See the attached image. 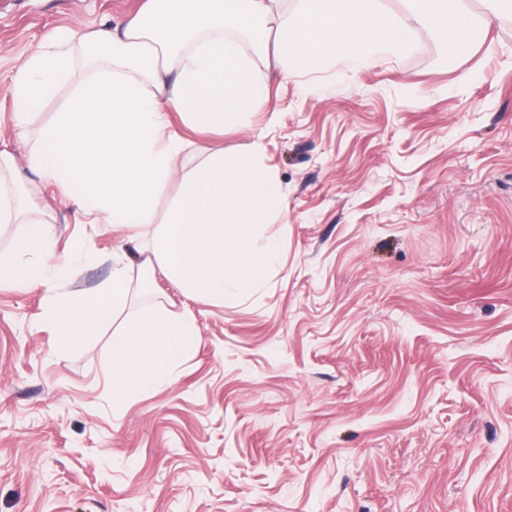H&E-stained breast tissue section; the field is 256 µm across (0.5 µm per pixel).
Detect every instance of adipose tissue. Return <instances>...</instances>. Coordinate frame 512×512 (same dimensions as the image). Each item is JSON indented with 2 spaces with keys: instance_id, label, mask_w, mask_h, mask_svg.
Returning a JSON list of instances; mask_svg holds the SVG:
<instances>
[{
  "instance_id": "ef3b65f1",
  "label": "adipose tissue",
  "mask_w": 512,
  "mask_h": 512,
  "mask_svg": "<svg viewBox=\"0 0 512 512\" xmlns=\"http://www.w3.org/2000/svg\"><path fill=\"white\" fill-rule=\"evenodd\" d=\"M279 0H148L138 14L81 36L83 77L54 120L42 127L31 167L74 189L89 224L152 225L141 247V269L161 266L189 295L223 302L263 281L278 261L275 241L259 226L279 207L278 184L248 150L228 158L197 147L198 163L177 171L182 142L166 130L176 112L191 125L220 129L244 122L267 100L268 38L276 36L284 66L316 71L326 62L367 65L376 53L401 47L408 30L383 12L380 0H296L293 14ZM421 19L440 30L455 52L471 42L473 22L448 0H420ZM259 45L240 48L241 33ZM19 66L11 85L14 126L23 129L36 108L54 97L73 65L64 39ZM10 158L0 153V223L20 224L13 260L0 262V283L44 291L43 318L60 349L95 336L126 301L133 280L125 259L112 262L102 288L60 291L50 223L28 218L26 190L8 186ZM180 194L164 220L155 204L171 180ZM191 321L160 313L127 317L112 342V386L123 393L153 388L194 350Z\"/></svg>"
}]
</instances>
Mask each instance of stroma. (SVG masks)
Listing matches in <instances>:
<instances>
[{
  "instance_id": "35a3bbf8",
  "label": "stroma",
  "mask_w": 512,
  "mask_h": 512,
  "mask_svg": "<svg viewBox=\"0 0 512 512\" xmlns=\"http://www.w3.org/2000/svg\"><path fill=\"white\" fill-rule=\"evenodd\" d=\"M146 0H0V151L54 227L59 275L90 291L127 229L89 231L67 189L29 166L61 83L19 136L9 91L48 37L85 34ZM409 31L369 67L281 80L247 123L184 142L259 152L281 188L260 225L280 261L216 305L161 267L133 283L97 336L59 350L42 292L0 284V512H512V7L478 20L456 62L405 0ZM190 318L196 350L173 378L114 392L112 341L130 314Z\"/></svg>"
}]
</instances>
